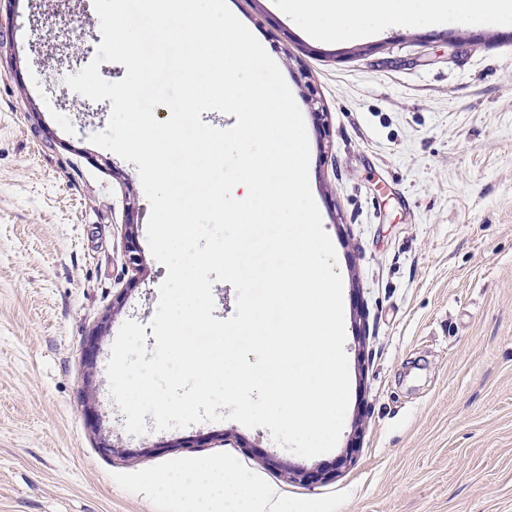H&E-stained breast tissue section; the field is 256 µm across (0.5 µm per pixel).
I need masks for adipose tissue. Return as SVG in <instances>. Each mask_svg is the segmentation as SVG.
<instances>
[{
  "label": "adipose tissue",
  "mask_w": 512,
  "mask_h": 512,
  "mask_svg": "<svg viewBox=\"0 0 512 512\" xmlns=\"http://www.w3.org/2000/svg\"><path fill=\"white\" fill-rule=\"evenodd\" d=\"M289 21L328 39L356 41L399 26H457L512 17V0H276ZM197 512H278L272 490L242 496L237 474L212 468Z\"/></svg>",
  "instance_id": "adipose-tissue-1"
}]
</instances>
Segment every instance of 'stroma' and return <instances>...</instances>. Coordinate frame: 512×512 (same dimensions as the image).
Masks as SVG:
<instances>
[{
    "label": "stroma",
    "instance_id": "obj_1",
    "mask_svg": "<svg viewBox=\"0 0 512 512\" xmlns=\"http://www.w3.org/2000/svg\"><path fill=\"white\" fill-rule=\"evenodd\" d=\"M227 5L304 116L343 279L339 441L303 458L230 420L126 432L107 362L125 321L152 320L167 269L136 164L90 141L111 100L66 84L102 41L93 0H71L65 37L58 0H18L0 13V512H188L152 479L203 464L278 489L281 512H512V20L344 43L274 0Z\"/></svg>",
    "mask_w": 512,
    "mask_h": 512
}]
</instances>
